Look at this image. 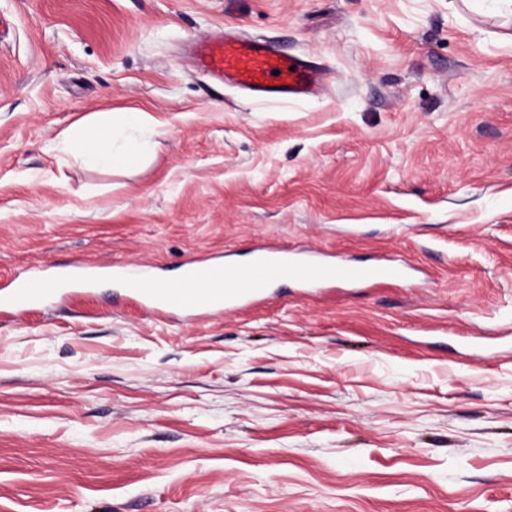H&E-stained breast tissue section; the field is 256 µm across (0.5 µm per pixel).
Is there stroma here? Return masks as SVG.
<instances>
[{"mask_svg":"<svg viewBox=\"0 0 512 512\" xmlns=\"http://www.w3.org/2000/svg\"><path fill=\"white\" fill-rule=\"evenodd\" d=\"M326 72L267 101L197 71L225 29ZM147 113L144 154L53 145ZM406 279L272 286L204 321L104 278L0 312V512H512V16L496 0H0V287L254 245Z\"/></svg>","mask_w":512,"mask_h":512,"instance_id":"35a3bbf8","label":"stroma"}]
</instances>
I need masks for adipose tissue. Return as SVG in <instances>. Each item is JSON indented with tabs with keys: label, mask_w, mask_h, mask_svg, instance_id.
Instances as JSON below:
<instances>
[{
	"label": "adipose tissue",
	"mask_w": 512,
	"mask_h": 512,
	"mask_svg": "<svg viewBox=\"0 0 512 512\" xmlns=\"http://www.w3.org/2000/svg\"><path fill=\"white\" fill-rule=\"evenodd\" d=\"M144 115L138 111L123 112L119 116L100 113L97 125L106 131V139L90 145L85 140L84 128L64 133L59 140L63 150L76 154L84 163L120 168L142 154L144 145L140 141L126 136V129L139 126Z\"/></svg>",
	"instance_id": "ef3b65f1"
}]
</instances>
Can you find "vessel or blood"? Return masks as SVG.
I'll use <instances>...</instances> for the list:
<instances>
[{
    "label": "vessel or blood",
    "mask_w": 512,
    "mask_h": 512,
    "mask_svg": "<svg viewBox=\"0 0 512 512\" xmlns=\"http://www.w3.org/2000/svg\"><path fill=\"white\" fill-rule=\"evenodd\" d=\"M192 51L199 71L231 80L255 97L300 100L314 94L324 80L320 67L262 39L199 38L193 41ZM104 275L120 280L151 314L201 320L261 302L270 286L287 278L309 289L354 287L396 282L405 278L406 270L401 263L358 265L285 245L258 247L246 263L224 256L190 260L178 286L158 277L136 278L124 263L116 261L69 267L45 263L33 267L9 293L0 295V308L20 314L68 291L88 289Z\"/></svg>",
    "instance_id": "obj_1"
}]
</instances>
